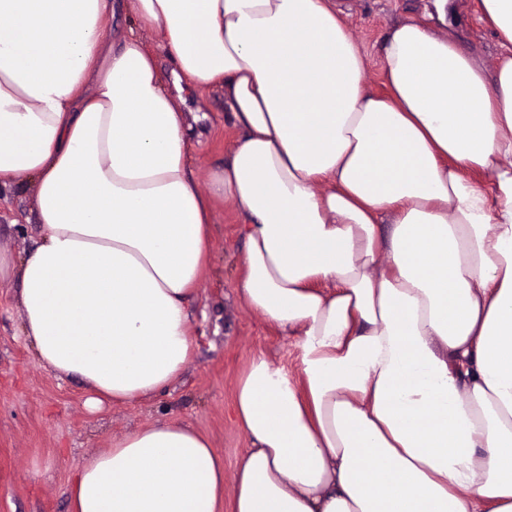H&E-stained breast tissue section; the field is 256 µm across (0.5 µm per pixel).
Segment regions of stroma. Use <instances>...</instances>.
Segmentation results:
<instances>
[{"label": "stroma", "mask_w": 512, "mask_h": 512, "mask_svg": "<svg viewBox=\"0 0 512 512\" xmlns=\"http://www.w3.org/2000/svg\"><path fill=\"white\" fill-rule=\"evenodd\" d=\"M348 29L368 54L366 83L385 89L379 48L391 24L425 21L434 0H336ZM457 46L480 53L487 67L497 61V39L482 24L476 0H449L441 26ZM185 111L199 115L200 140L190 143V163L200 186L226 162L240 137L224 97L184 91ZM39 226L28 185L0 190V249L23 256ZM211 264L190 303L191 362L167 388L132 403L92 412L87 392L74 378H59L38 365L22 334L18 278L0 282V512H70L68 480L84 456L111 448L125 434L159 420L176 419L206 435L224 459L222 512H232L233 476L250 446L231 413L235 387L250 361L265 356L297 375L298 339L285 336L247 309L237 294L246 240L232 202L214 214Z\"/></svg>", "instance_id": "stroma-1"}]
</instances>
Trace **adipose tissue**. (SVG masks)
<instances>
[{
	"mask_svg": "<svg viewBox=\"0 0 512 512\" xmlns=\"http://www.w3.org/2000/svg\"><path fill=\"white\" fill-rule=\"evenodd\" d=\"M0 0V187L32 180L18 275L40 366L92 404L169 385L216 205L242 303L298 339L256 356L232 415L233 512H512V0H479L493 72L428 25L386 32L388 91L334 0ZM158 38L148 51L138 36ZM172 64L173 86L162 60ZM241 131L201 188L184 89ZM72 512H221L224 460L178 420L84 457Z\"/></svg>",
	"mask_w": 512,
	"mask_h": 512,
	"instance_id": "ef3b65f1",
	"label": "adipose tissue"
}]
</instances>
